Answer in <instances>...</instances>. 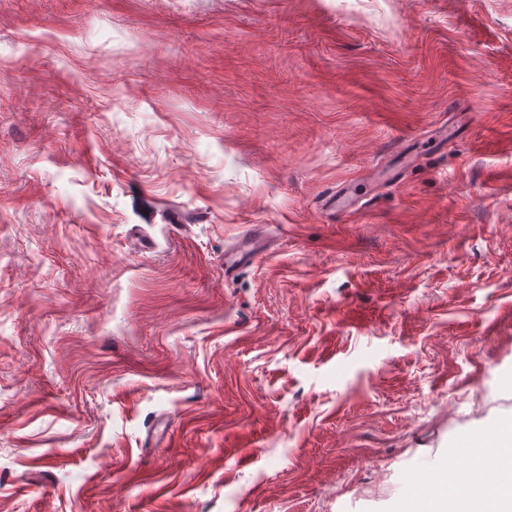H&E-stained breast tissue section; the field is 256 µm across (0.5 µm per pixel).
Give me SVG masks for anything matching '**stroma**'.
I'll list each match as a JSON object with an SVG mask.
<instances>
[{"label": "stroma", "mask_w": 512, "mask_h": 512, "mask_svg": "<svg viewBox=\"0 0 512 512\" xmlns=\"http://www.w3.org/2000/svg\"><path fill=\"white\" fill-rule=\"evenodd\" d=\"M508 425L512 0H0V512H400ZM254 241L242 250L236 251L234 254L225 258V269H229L234 265H243L255 260L260 253L261 247L264 245L266 239L265 233L261 226H258L253 231ZM256 242L258 245L256 246Z\"/></svg>", "instance_id": "35a3bbf8"}]
</instances>
